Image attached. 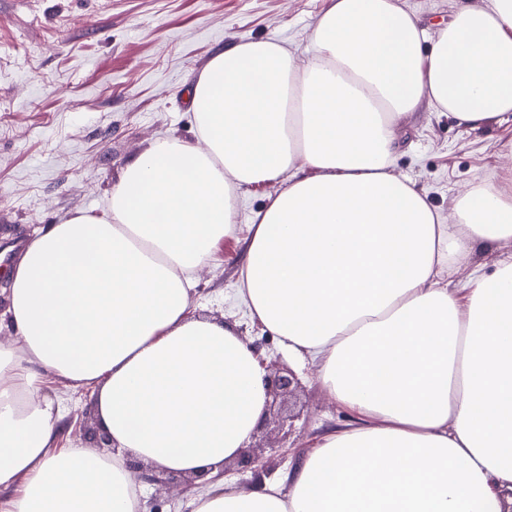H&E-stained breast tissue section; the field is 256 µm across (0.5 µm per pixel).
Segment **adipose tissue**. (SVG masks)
<instances>
[{"label": "adipose tissue", "instance_id": "obj_1", "mask_svg": "<svg viewBox=\"0 0 512 512\" xmlns=\"http://www.w3.org/2000/svg\"><path fill=\"white\" fill-rule=\"evenodd\" d=\"M305 63L267 39L216 52L190 92L201 146L157 141L108 209L32 238L0 343V490L9 512H142L129 461L196 474L236 459L265 368L194 313L192 274L233 235L248 186L282 180L249 227L252 318L309 360L351 423L276 482L227 483L189 512H512V255L466 287L440 273L512 239V168L444 224L393 174L419 107L475 127L512 112V0L429 35L399 0H327ZM62 379L117 452L54 449Z\"/></svg>", "mask_w": 512, "mask_h": 512}]
</instances>
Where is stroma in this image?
I'll list each match as a JSON object with an SVG mask.
<instances>
[{"instance_id": "1", "label": "stroma", "mask_w": 512, "mask_h": 512, "mask_svg": "<svg viewBox=\"0 0 512 512\" xmlns=\"http://www.w3.org/2000/svg\"><path fill=\"white\" fill-rule=\"evenodd\" d=\"M488 0H400L428 33L461 7ZM324 0H0V245L23 249L43 228L78 212L102 213L134 157L175 136L197 141L189 89L224 46L253 39L278 42L305 60ZM397 176L414 181L442 221L472 186L496 182L512 144V117L478 129L420 108L398 130ZM280 182L240 193L236 231L194 276L197 314L234 324L246 342L267 338L270 369L299 378L296 419L269 423L252 438L263 477L275 480L293 454L349 416L321 388L311 362L292 357L249 314L240 267L254 214ZM512 253V239L474 249L444 270L459 286L490 275ZM69 423L58 447L97 448L100 425L88 393L61 380L48 386Z\"/></svg>"}]
</instances>
